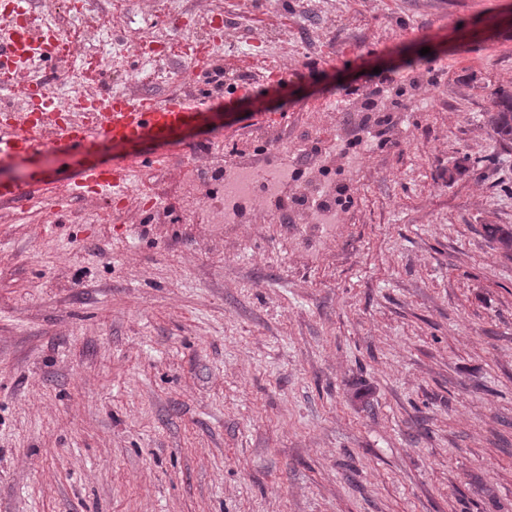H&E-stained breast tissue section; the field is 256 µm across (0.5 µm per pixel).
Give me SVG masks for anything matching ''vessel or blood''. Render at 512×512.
<instances>
[{"label": "vessel or blood", "mask_w": 512, "mask_h": 512, "mask_svg": "<svg viewBox=\"0 0 512 512\" xmlns=\"http://www.w3.org/2000/svg\"><path fill=\"white\" fill-rule=\"evenodd\" d=\"M71 53V45L61 30L51 31L44 25L20 30L11 22L0 23V91L10 88L8 77L17 67L16 56H23L25 64L39 65ZM198 104L195 98L172 97L161 103L149 96L132 101L112 94L103 99L78 95L68 105L73 119L64 125L36 122L30 113L16 112L8 122L0 124V162L30 161L45 145L61 153H87L106 139L132 140L146 133L163 139L173 129L191 123ZM47 128L52 129L53 135L45 142L41 134ZM133 176V168L126 166H91L83 171L77 185L99 195L122 198L129 193ZM41 186L37 178L24 187L1 185L0 200L11 202L24 196L36 206L60 210L61 198L42 194Z\"/></svg>", "instance_id": "1"}]
</instances>
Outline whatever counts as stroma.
<instances>
[{"instance_id":"1","label":"stroma","mask_w":512,"mask_h":512,"mask_svg":"<svg viewBox=\"0 0 512 512\" xmlns=\"http://www.w3.org/2000/svg\"><path fill=\"white\" fill-rule=\"evenodd\" d=\"M67 2L82 19L39 18L75 43L97 25L112 73L92 48L30 71L57 106L203 103L168 140L106 142L125 200L0 204V512H512V251L484 230L512 231V146L485 122L512 94V0L152 7L161 56L123 45L134 0ZM225 64L249 92L215 89ZM411 72L407 110L346 152L359 93ZM264 151L308 155L292 194L334 166L344 221H208L196 158Z\"/></svg>"}]
</instances>
